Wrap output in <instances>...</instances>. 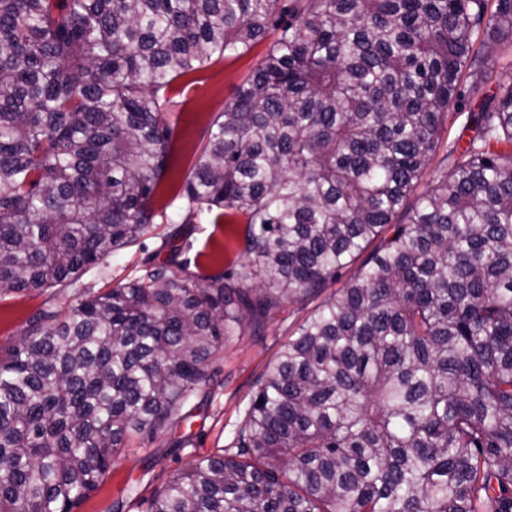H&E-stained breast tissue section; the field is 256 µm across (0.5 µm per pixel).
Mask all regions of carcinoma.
I'll use <instances>...</instances> for the list:
<instances>
[{
  "label": "carcinoma",
  "mask_w": 512,
  "mask_h": 512,
  "mask_svg": "<svg viewBox=\"0 0 512 512\" xmlns=\"http://www.w3.org/2000/svg\"><path fill=\"white\" fill-rule=\"evenodd\" d=\"M272 32L166 234L239 210L246 261L210 278L173 254L77 287L157 217L155 91ZM503 41L512 0H0V298L66 292L0 359V512H73L115 454L185 418L244 320L377 239L268 365L235 452L147 512H512V82L404 207Z\"/></svg>",
  "instance_id": "obj_1"
}]
</instances>
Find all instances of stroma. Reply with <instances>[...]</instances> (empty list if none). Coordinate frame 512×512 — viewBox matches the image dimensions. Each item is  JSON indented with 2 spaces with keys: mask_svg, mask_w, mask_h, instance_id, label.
Listing matches in <instances>:
<instances>
[{
  "mask_svg": "<svg viewBox=\"0 0 512 512\" xmlns=\"http://www.w3.org/2000/svg\"><path fill=\"white\" fill-rule=\"evenodd\" d=\"M270 46V40L259 41L243 54L211 60L157 90L165 123L172 131L171 163L152 199L159 219L152 232L136 245L113 253L106 264L89 270L81 280L82 287L97 290L133 279L149 256L161 262L177 254L207 276L244 260L246 219L241 213L228 211L220 217L213 211L199 212L186 225L184 234L174 240L166 237L167 223L181 221L185 215L183 187L197 167L209 128L233 102L238 88ZM489 67L490 79L482 92L467 94L462 108L450 112L444 143L468 142L469 113L477 111L484 96L493 93L498 83L512 80V47L496 49L489 58ZM357 271V265H350L339 278L327 283L323 293L283 303L263 324L245 323L240 333L225 340L213 364L216 376L192 398L188 417L115 457L104 485L77 512H112L117 500L123 501V512H146L155 491L192 462L222 453L245 417L266 365L325 296L341 288ZM62 300V294L51 289L0 299V357L19 343L39 309L59 305Z\"/></svg>",
  "mask_w": 512,
  "mask_h": 512,
  "instance_id": "obj_1",
  "label": "stroma"
}]
</instances>
